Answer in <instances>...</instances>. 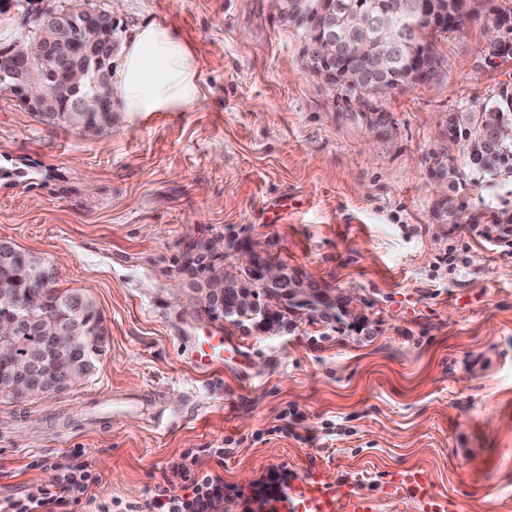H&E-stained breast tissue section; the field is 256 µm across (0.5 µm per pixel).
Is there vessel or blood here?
<instances>
[{
	"label": "vessel or blood",
	"instance_id": "b4317fda",
	"mask_svg": "<svg viewBox=\"0 0 512 512\" xmlns=\"http://www.w3.org/2000/svg\"><path fill=\"white\" fill-rule=\"evenodd\" d=\"M226 358L239 363L245 355L239 345L225 342L220 336H210L199 344L194 366L207 371ZM408 481L423 512H456L455 502L436 494L421 475H409ZM266 512H374V503L355 482L347 481L334 489L323 473L315 470L297 480L288 492L270 501Z\"/></svg>",
	"mask_w": 512,
	"mask_h": 512
}]
</instances>
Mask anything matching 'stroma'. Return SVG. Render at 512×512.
Segmentation results:
<instances>
[{
	"label": "stroma",
	"mask_w": 512,
	"mask_h": 512,
	"mask_svg": "<svg viewBox=\"0 0 512 512\" xmlns=\"http://www.w3.org/2000/svg\"><path fill=\"white\" fill-rule=\"evenodd\" d=\"M70 0H0V49ZM123 37L162 22L188 40L198 99L182 112H126L95 136L39 122L0 96V239L53 265L59 289L92 296L104 353L77 387L0 400V495L47 483L42 456L86 464L96 496L142 501L192 448L225 449L244 499L270 468L354 480L375 512H421L395 474L423 473L458 512H512V171L467 160L448 117L477 118L512 92V60L489 61L490 17L442 39L427 82L378 102L372 126L308 71L298 35L268 0H88ZM448 184L467 221L437 215ZM258 241L354 314L288 313L272 333L186 306L193 243ZM239 342L244 369L199 373L196 337ZM157 395L174 423L113 415Z\"/></svg>",
	"instance_id": "stroma-1"
}]
</instances>
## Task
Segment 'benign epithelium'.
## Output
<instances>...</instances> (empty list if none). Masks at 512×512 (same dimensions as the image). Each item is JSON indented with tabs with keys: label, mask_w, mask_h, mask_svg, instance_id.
Instances as JSON below:
<instances>
[{
	"label": "benign epithelium",
	"mask_w": 512,
	"mask_h": 512,
	"mask_svg": "<svg viewBox=\"0 0 512 512\" xmlns=\"http://www.w3.org/2000/svg\"><path fill=\"white\" fill-rule=\"evenodd\" d=\"M269 2L271 9L285 25L288 24V19L300 13L311 20V28L314 29L317 39L303 38V54L317 65L316 75L334 91L338 90L340 84L351 87L353 83L348 76L341 77L331 68L333 60L336 59V31L326 30L327 25L339 26L344 50L350 59L369 58L377 68L384 69L389 64V59L373 52L369 34L378 33L388 44L398 42L399 13L426 19L433 32L444 36L448 34V30L456 29L461 22L467 20L470 13V0H401L380 15L360 8L339 15L338 8L332 6V0ZM113 21L114 14L109 12L92 11L83 14L82 26L86 29H95L101 32V35L80 51L75 50L71 43L70 19L47 14L35 21L37 54L51 65L67 69L69 99L72 101L74 112H101L111 96L108 78L104 74L97 75L92 92H86L85 86L88 79V63L112 57L118 50L117 43L103 34ZM510 28L512 14L504 10L493 13L486 43L488 50H495L501 44L499 33ZM0 84L15 91L37 112L56 111V102L48 97L33 79V69L28 66H22L7 76H1ZM235 252L238 253L236 261L221 260V273L207 277L204 287L195 289V295L190 298L193 306L197 307L204 302L214 303L222 308L224 294L231 292L235 308L253 311V316L260 317V325L272 330L278 326L276 313L286 308L285 301L292 297L317 301L322 309L352 303L350 299H341L312 281L288 272V267L282 262L270 259L266 249L258 242L239 245ZM245 269L258 272L259 282L264 291L261 305L250 292L244 290L241 276ZM30 320L31 315L22 312L6 311L0 314L1 361L13 356L14 337ZM81 330L80 326L63 328L56 322L40 325L39 348L41 352L51 354L50 369L63 373L70 386L84 381V369L87 366L84 344L91 345L95 339L91 333L83 338L78 337ZM7 391L26 397L46 393L45 387L41 386L39 381L21 372L14 378Z\"/></svg>",
	"instance_id": "benign-epithelium-1"
}]
</instances>
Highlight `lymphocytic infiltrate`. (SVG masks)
I'll list each match as a JSON object with an SVG mask.
<instances>
[{"instance_id":"obj_1","label":"lymphocytic infiltrate","mask_w":512,"mask_h":512,"mask_svg":"<svg viewBox=\"0 0 512 512\" xmlns=\"http://www.w3.org/2000/svg\"><path fill=\"white\" fill-rule=\"evenodd\" d=\"M198 459V454L193 453L188 461L173 466L176 475L189 483L190 494L174 495L161 486L145 501L126 502L90 495V488L99 486L102 478L89 466H72L58 457L45 456L35 465L55 469L56 481L28 485L17 493L1 496L0 512H212L215 503L232 498L236 489L225 484L217 473L198 470Z\"/></svg>"}]
</instances>
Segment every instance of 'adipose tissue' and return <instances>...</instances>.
Masks as SVG:
<instances>
[{"label":"adipose tissue","mask_w":512,"mask_h":512,"mask_svg":"<svg viewBox=\"0 0 512 512\" xmlns=\"http://www.w3.org/2000/svg\"><path fill=\"white\" fill-rule=\"evenodd\" d=\"M112 91L128 112L184 111L200 93L192 46L169 25L141 28L123 48Z\"/></svg>","instance_id":"adipose-tissue-1"}]
</instances>
